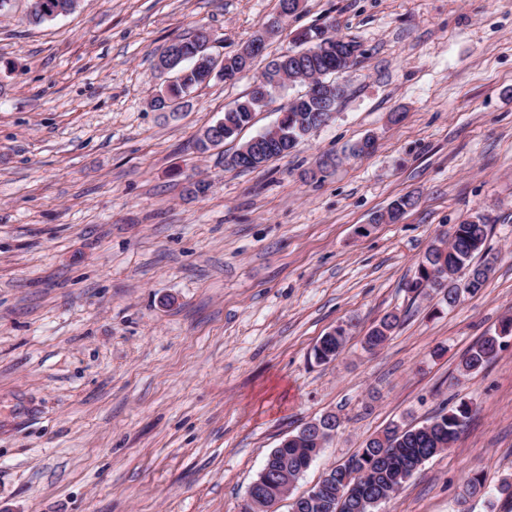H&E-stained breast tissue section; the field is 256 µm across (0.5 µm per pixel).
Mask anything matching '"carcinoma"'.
<instances>
[{"label": "carcinoma", "instance_id": "1", "mask_svg": "<svg viewBox=\"0 0 512 512\" xmlns=\"http://www.w3.org/2000/svg\"><path fill=\"white\" fill-rule=\"evenodd\" d=\"M218 43V38L208 39L198 32L174 41L177 50L171 58V70L176 78L160 90L155 98L156 109L178 111L197 87L208 82L204 68L197 62L220 56L215 51ZM359 48L357 41L338 35L334 27L325 25L303 30L297 35L295 46L267 63L244 99L224 111L215 136L222 142L234 140L250 126L256 113L274 94L284 90L280 83L281 73L288 74L295 83H304L306 78L316 75L322 82L331 84V75L337 73L336 50L353 55L351 64L354 65L361 56ZM280 115L279 124L266 128L225 158V168H240L236 157L244 151L254 152L263 163L288 156L309 131L322 125L325 113L321 112L319 101L305 92L293 98ZM416 204L417 199L413 195H403L392 203L387 215L375 216L373 223L377 224L385 217L394 221ZM488 232L486 218L479 213L454 225L447 233V240L428 246L413 277L406 283L407 290L417 295L429 289L437 290L450 308L456 306L461 297L478 294L488 281L496 261V256L486 247ZM398 325V315H385L369 330L365 344L371 350L383 347ZM510 335L512 316L502 319L498 330L480 339L463 356L462 371L469 375L481 370L497 357L503 339ZM348 339V329L336 327V336H323L314 347L315 360L320 364L334 361ZM470 412V405L462 402L420 426L393 424L387 427L383 433L367 439L357 454L326 473L320 481L323 485L320 507L306 503L304 494L297 497L299 512H375L425 461L452 446ZM293 436L294 439L284 447L275 448L270 453L290 486L309 469L322 449L319 444L321 435L317 432L307 435L295 432ZM495 493L512 498V482L505 480L491 488L479 475L468 479L465 496L460 501L463 508L459 512H468L464 508L468 498L477 495L490 497Z\"/></svg>", "mask_w": 512, "mask_h": 512}]
</instances>
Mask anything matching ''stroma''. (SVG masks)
Wrapping results in <instances>:
<instances>
[{"mask_svg":"<svg viewBox=\"0 0 512 512\" xmlns=\"http://www.w3.org/2000/svg\"><path fill=\"white\" fill-rule=\"evenodd\" d=\"M27 8L0 15V512H241L273 448L336 413L291 512L390 423L464 401L459 438L378 512H458L468 477L512 478V336L460 370L512 314V0H303L251 71L173 116L150 106L156 56L201 27L234 54L277 0H80L39 26ZM332 20L362 48L333 120L256 170L225 169L233 142L196 150L268 57ZM477 213L497 257L481 292L452 309L408 292ZM388 312L399 327L366 352ZM510 335H512V316L502 319L499 329L495 330L494 334L484 336L463 356L462 371L469 375L481 370L497 357L502 348L503 339ZM349 329L343 326L336 327V337L322 336L314 347V358L320 364L334 361L342 352L349 339Z\"/></svg>","mask_w":512,"mask_h":512,"instance_id":"obj_1","label":"stroma"}]
</instances>
